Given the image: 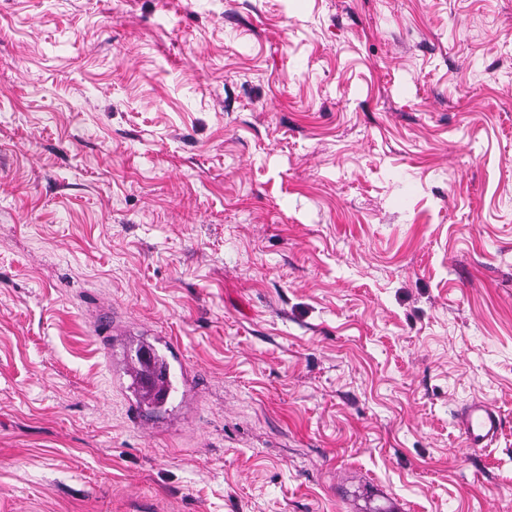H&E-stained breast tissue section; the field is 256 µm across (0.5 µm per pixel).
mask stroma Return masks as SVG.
<instances>
[{
    "label": "stroma",
    "instance_id": "35a3bbf8",
    "mask_svg": "<svg viewBox=\"0 0 512 512\" xmlns=\"http://www.w3.org/2000/svg\"><path fill=\"white\" fill-rule=\"evenodd\" d=\"M370 483L512 512V0H0V512ZM457 423L472 447L485 448L497 436L501 418L494 406L477 401L461 410Z\"/></svg>",
    "mask_w": 512,
    "mask_h": 512
}]
</instances>
